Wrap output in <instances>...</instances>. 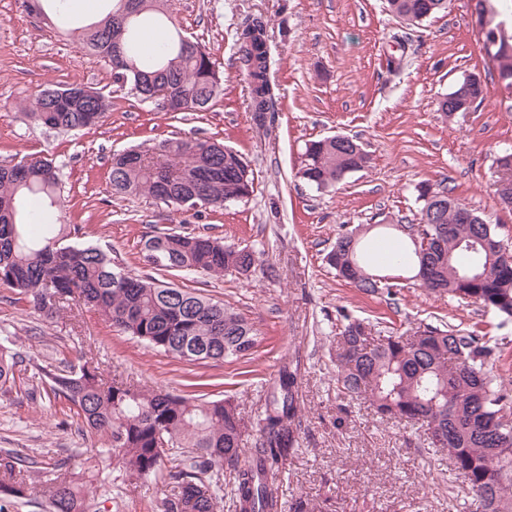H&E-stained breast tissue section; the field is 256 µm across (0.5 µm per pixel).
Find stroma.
<instances>
[{
	"label": "stroma",
	"instance_id": "obj_1",
	"mask_svg": "<svg viewBox=\"0 0 512 512\" xmlns=\"http://www.w3.org/2000/svg\"><path fill=\"white\" fill-rule=\"evenodd\" d=\"M183 35L209 48L224 74V93L205 112H162L117 88L105 59L82 47L81 31L62 35L67 18L43 22L22 0H0V165L43 153L60 168L61 223L72 239L99 246L134 275L152 276L233 308L263 340L245 359L188 365L117 331L93 308L70 302L58 316L34 314L27 300L0 284V337L21 358L14 383L0 390V448L44 464L69 459L82 470L102 434L82 433L77 410L48 396L46 371L84 362L107 377L210 400L233 396L256 416L264 390L288 360L300 362L304 424L300 447L281 472L284 501L329 498L330 512H468L472 494L445 456L428 451L418 427L380 418L368 403L343 399L331 342L342 314L402 332L447 323L488 332L496 370L512 393V321H500L429 293L398 289L367 295L338 280L325 255L339 233L361 224L415 223L420 183L450 194L512 239V210L494 192L495 157L512 149V94L500 92L482 50L471 0H452L447 15L409 25L385 0H172ZM267 21L275 110L257 125L239 71V31ZM401 61L400 69L389 66ZM489 83L486 100L444 116L440 98L470 74ZM81 83L111 107L96 126L58 133L20 110L46 88ZM357 136L367 166L321 192L296 178L309 141ZM182 138L224 143L254 172L243 201L176 213L148 195L112 189L111 159L135 147ZM173 230L205 234L255 251L250 275L212 276L146 266V241ZM120 510L101 497L91 512H161L164 485L124 482L113 473Z\"/></svg>",
	"mask_w": 512,
	"mask_h": 512
}]
</instances>
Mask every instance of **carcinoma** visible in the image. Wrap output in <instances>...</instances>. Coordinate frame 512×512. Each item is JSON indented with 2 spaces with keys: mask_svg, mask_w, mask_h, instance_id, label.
<instances>
[{
  "mask_svg": "<svg viewBox=\"0 0 512 512\" xmlns=\"http://www.w3.org/2000/svg\"><path fill=\"white\" fill-rule=\"evenodd\" d=\"M169 0H113L112 12L89 27L84 44L107 59L113 82L137 89L138 77L154 76L138 93L157 105L170 95L184 112H203L223 91L224 74L206 46L176 28ZM501 0H476L485 54L496 63L498 79L512 83V33L501 19ZM387 7L409 23L448 10V0H387ZM252 36L251 50L240 57L248 108L257 124L274 111L269 78L266 24L253 19L239 37ZM488 83L462 81L439 104L452 115L469 103H482ZM108 100L86 86L41 91L24 109L26 117L61 133L98 124ZM368 154L358 138L336 142L322 138L306 145L297 176L318 190H331L343 174L362 168ZM117 193H146L166 206L185 210L179 199L198 195L202 207L222 208L253 192L254 176L241 154L223 144L167 140L152 149H132L111 160ZM420 186L418 223L380 224L384 236H405L404 252L370 266L359 225L336 238L326 263L336 277L367 294L396 288L371 276L397 277L462 304H474L507 320L512 318V258L498 225L461 224L459 199L445 194L439 224L424 223L432 203ZM63 206L59 169L41 155H26L0 165V284L30 299L34 311L52 318L71 299L93 307L131 338L180 361L222 362L251 354L259 330L233 309L152 277L133 276L112 264L93 246L69 241L67 225L53 228ZM431 235L432 251L419 256L412 236ZM143 261L158 270L218 275L234 269L249 273L254 251L225 245L206 235L163 232L147 241ZM336 340V384L346 398L364 399L376 414L421 425L428 447L448 457L455 475L470 488L476 512H512V397L493 374L495 347L477 331L421 323L410 333L381 336L358 319L345 318ZM0 341V389L14 378L17 359ZM49 394L78 409L83 428L107 436L109 445L86 457L103 494L112 492L105 470L128 479L163 477L171 493L162 512H217L224 500V473L232 476L236 512H325L327 505L298 497L286 503L280 494V470L299 447L301 403L298 368L282 366L269 388L263 410L253 420L231 398L206 400L165 389L145 392L103 376L85 363L66 373L45 374ZM45 490L27 482L12 451L0 455V499L44 493L47 512H87L79 475L65 459L48 464Z\"/></svg>",
  "mask_w": 512,
  "mask_h": 512,
  "instance_id": "1",
  "label": "carcinoma"
}]
</instances>
